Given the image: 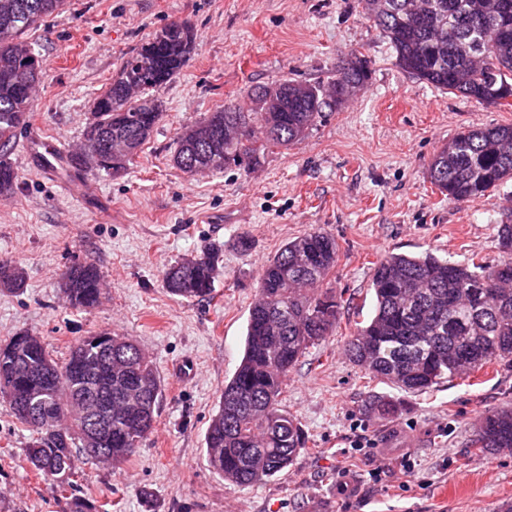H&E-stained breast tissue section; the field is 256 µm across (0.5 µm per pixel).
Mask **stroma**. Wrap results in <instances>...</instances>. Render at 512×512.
<instances>
[{"label":"stroma","instance_id":"35a3bbf8","mask_svg":"<svg viewBox=\"0 0 512 512\" xmlns=\"http://www.w3.org/2000/svg\"><path fill=\"white\" fill-rule=\"evenodd\" d=\"M173 21L197 49L158 93L163 118L119 175L85 165L44 170L42 138L81 144L94 103L123 59ZM23 44L43 76L10 160L18 183L0 206V260L24 273L0 292V345L42 336L56 359L102 331L136 341L163 388L156 428L121 465L79 460L80 496L97 512H503L512 505V452L476 457L482 416L512 403V368L491 364L424 394L367 382L345 354L374 308L373 268L393 253L432 251L456 262L502 257L497 226L512 189L458 207L430 182L438 148L471 127L512 124V106L438 90L402 71L359 0H65ZM366 60L360 95L326 113L299 142L252 168L188 174L177 134L231 102L250 109L255 86L327 80L342 53ZM335 236L328 281L344 302L332 334L289 373L280 407L308 439L292 466L237 485L207 464L205 434L239 365L266 261L314 229ZM251 241L248 253L235 247ZM223 247L212 298L171 295L163 274L207 244ZM94 262L99 305L68 307L59 288L72 264ZM374 394L399 399L391 419ZM0 402V500L20 512H66L56 488L22 457L31 440ZM365 447H356V440Z\"/></svg>","mask_w":512,"mask_h":512}]
</instances>
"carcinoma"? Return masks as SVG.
<instances>
[{
	"label": "carcinoma",
	"instance_id": "1",
	"mask_svg": "<svg viewBox=\"0 0 512 512\" xmlns=\"http://www.w3.org/2000/svg\"><path fill=\"white\" fill-rule=\"evenodd\" d=\"M388 40L396 64L439 90L504 106L512 98V0H361ZM63 0H0V194L14 191L18 175L9 158L11 145L33 103L32 90L18 70L42 76L39 57L20 56L19 36L58 12ZM196 50L193 28L170 24L121 65L96 99L112 132L127 135V145L112 144L118 174L152 134L163 112L154 92L181 70ZM367 62L330 80L298 84L283 79L288 97L273 107L255 89L249 112L226 104L177 136L174 165L185 171L201 166L221 171L230 165L255 166L269 148L305 137L323 112L340 102L349 80L366 84ZM431 182L458 203H473L512 181V125L472 128L457 133L433 155ZM508 258L493 265L458 263L431 251L391 254L375 267L370 289L375 305L356 328L346 354L369 378L406 394L427 392L446 380L493 363L512 366V214L497 229ZM220 248L211 246L164 273L167 290L185 298L212 294ZM339 244L322 230L288 241L264 265L259 299L247 322L245 353L224 383L218 407L206 430L209 466L224 479L247 485L270 479L292 465L304 448L298 420L279 408L288 373L308 349L336 327L340 302L332 289H319L336 266ZM68 306L88 310L101 298V275L93 263L65 273ZM24 276L10 261H0V288L22 290ZM67 362L73 375L57 383L45 378L60 368L42 337L23 331L0 346V393L9 391L15 419L29 424L28 412L41 413L43 426L32 429L24 461L43 480L62 490L71 486L75 461L83 457L118 465L138 441L152 433L162 399L157 371L143 350L126 336L112 335V362L106 366L100 345L83 338ZM112 391L109 432L90 454L79 436L85 375ZM473 446L486 456L512 452V405L484 414Z\"/></svg>",
	"mask_w": 512,
	"mask_h": 512
}]
</instances>
